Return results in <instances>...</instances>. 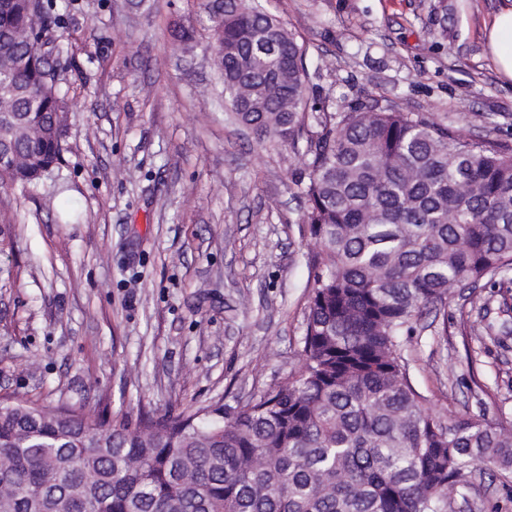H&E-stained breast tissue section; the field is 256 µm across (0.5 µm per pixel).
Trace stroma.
I'll return each instance as SVG.
<instances>
[{
	"instance_id": "obj_1",
	"label": "stroma",
	"mask_w": 512,
	"mask_h": 512,
	"mask_svg": "<svg viewBox=\"0 0 512 512\" xmlns=\"http://www.w3.org/2000/svg\"><path fill=\"white\" fill-rule=\"evenodd\" d=\"M70 65L53 172L0 186V398L102 411L113 422L259 397L293 373L316 268L294 184L197 86L214 81L204 0H56ZM498 0H271L329 66L326 112L374 99L512 146V81L485 50ZM194 30L190 56L170 29ZM512 285L454 288L402 337L415 388L448 420L512 426ZM448 512H512V475L472 468Z\"/></svg>"
}]
</instances>
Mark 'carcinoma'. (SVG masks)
Instances as JSON below:
<instances>
[{
  "label": "carcinoma",
  "instance_id": "1",
  "mask_svg": "<svg viewBox=\"0 0 512 512\" xmlns=\"http://www.w3.org/2000/svg\"><path fill=\"white\" fill-rule=\"evenodd\" d=\"M270 0H207L229 116L301 157L318 271L297 375L244 405L114 424L102 412L0 399V512H448L470 469L512 471V432L448 422L400 350L452 288L512 272V147L387 101L339 117L309 85L307 48ZM52 0H0V124L23 189L62 154ZM190 53L193 34L174 33ZM321 131L302 138L306 125Z\"/></svg>",
  "mask_w": 512,
  "mask_h": 512
}]
</instances>
